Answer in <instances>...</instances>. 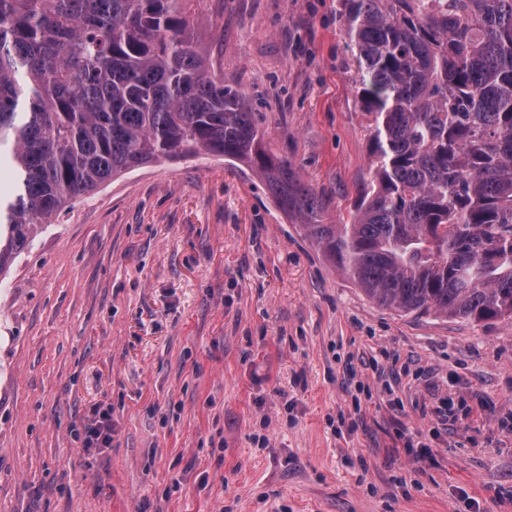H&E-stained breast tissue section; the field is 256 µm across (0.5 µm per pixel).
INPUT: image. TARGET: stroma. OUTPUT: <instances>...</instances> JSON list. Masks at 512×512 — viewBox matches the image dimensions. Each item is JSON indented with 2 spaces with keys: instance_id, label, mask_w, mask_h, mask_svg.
I'll return each instance as SVG.
<instances>
[{
  "instance_id": "1",
  "label": "stroma",
  "mask_w": 512,
  "mask_h": 512,
  "mask_svg": "<svg viewBox=\"0 0 512 512\" xmlns=\"http://www.w3.org/2000/svg\"><path fill=\"white\" fill-rule=\"evenodd\" d=\"M339 9L190 6L196 49L328 224L371 147ZM98 406L112 445L85 451ZM509 420L512 319L371 302L243 165L131 171L0 277V512H512Z\"/></svg>"
}]
</instances>
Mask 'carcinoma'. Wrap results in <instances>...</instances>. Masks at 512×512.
<instances>
[{
  "mask_svg": "<svg viewBox=\"0 0 512 512\" xmlns=\"http://www.w3.org/2000/svg\"><path fill=\"white\" fill-rule=\"evenodd\" d=\"M371 117L347 224L270 155L193 44L188 0H0V275L105 182L202 152L255 171L376 304L512 318V0H340Z\"/></svg>",
  "mask_w": 512,
  "mask_h": 512,
  "instance_id": "carcinoma-1",
  "label": "carcinoma"
}]
</instances>
